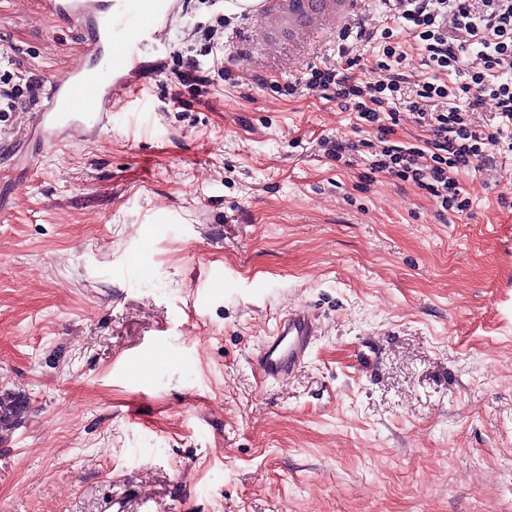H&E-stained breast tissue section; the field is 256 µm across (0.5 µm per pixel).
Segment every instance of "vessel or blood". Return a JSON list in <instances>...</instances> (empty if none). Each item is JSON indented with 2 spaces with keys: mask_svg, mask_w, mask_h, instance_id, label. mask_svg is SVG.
<instances>
[{
  "mask_svg": "<svg viewBox=\"0 0 512 512\" xmlns=\"http://www.w3.org/2000/svg\"><path fill=\"white\" fill-rule=\"evenodd\" d=\"M180 0H35L39 18L80 29L85 56L47 81V104L31 113L21 139L27 161L74 138L90 139L108 127L112 106L137 83L140 54L160 40L163 26ZM355 0H258L263 41L306 38L311 31L347 17ZM316 326L303 307L278 318L252 353L260 379L287 378L307 358Z\"/></svg>",
  "mask_w": 512,
  "mask_h": 512,
  "instance_id": "b4317fda",
  "label": "vessel or blood"
}]
</instances>
